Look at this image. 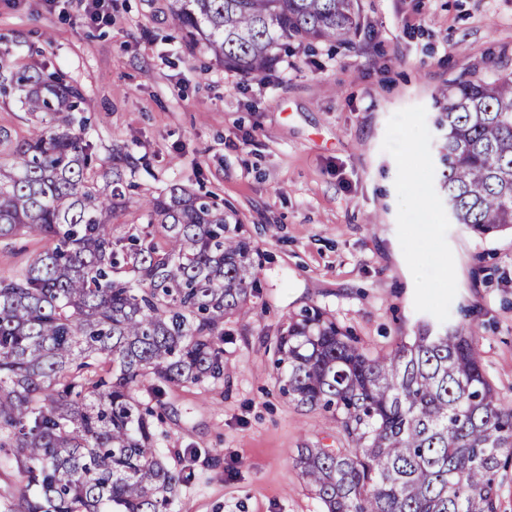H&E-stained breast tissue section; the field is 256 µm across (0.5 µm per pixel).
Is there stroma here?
<instances>
[{"instance_id": "obj_1", "label": "stroma", "mask_w": 512, "mask_h": 512, "mask_svg": "<svg viewBox=\"0 0 512 512\" xmlns=\"http://www.w3.org/2000/svg\"><path fill=\"white\" fill-rule=\"evenodd\" d=\"M170 3L112 0L96 22L76 0H0V58L83 89L99 164L111 145L140 158L113 237L144 231V197L177 183L233 208L256 250L249 311L224 321L223 381L136 391L166 408L163 462L194 474L172 512H322L293 459L335 445L336 428L281 396L273 370L302 307L373 351L421 321L478 326L512 402V232L452 221L433 125L449 80L512 71V0H358L352 43L291 45L262 80L185 43ZM48 246L0 241V274Z\"/></svg>"}]
</instances>
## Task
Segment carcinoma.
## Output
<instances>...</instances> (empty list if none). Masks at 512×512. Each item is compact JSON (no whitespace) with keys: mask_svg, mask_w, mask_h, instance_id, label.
Returning a JSON list of instances; mask_svg holds the SVG:
<instances>
[{"mask_svg":"<svg viewBox=\"0 0 512 512\" xmlns=\"http://www.w3.org/2000/svg\"><path fill=\"white\" fill-rule=\"evenodd\" d=\"M357 0H172L174 27L224 68L270 71L288 41L349 44ZM22 92L26 135H0V239L53 247L0 276V451L26 484L9 512H169L192 474L155 450L147 379H224V321L245 312L255 249L235 213L172 184L146 200L149 230L112 238L137 159L102 172L82 133L81 87L0 63V96ZM434 127L455 223L512 230V73L456 78ZM423 321L371 353L316 307L281 333L279 392L336 426L338 446L295 458L323 512H499L512 463V403L488 379L475 336Z\"/></svg>","mask_w":512,"mask_h":512,"instance_id":"obj_1","label":"carcinoma"}]
</instances>
